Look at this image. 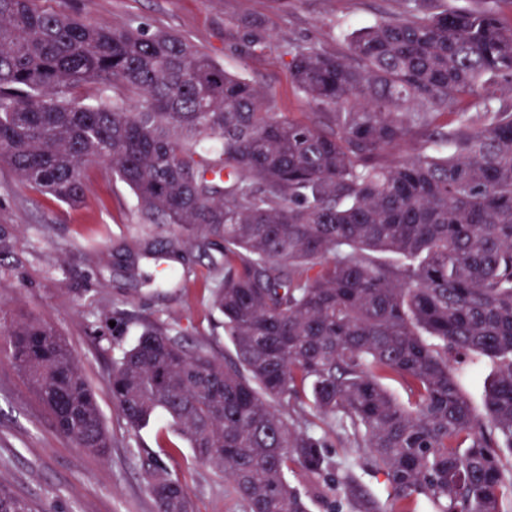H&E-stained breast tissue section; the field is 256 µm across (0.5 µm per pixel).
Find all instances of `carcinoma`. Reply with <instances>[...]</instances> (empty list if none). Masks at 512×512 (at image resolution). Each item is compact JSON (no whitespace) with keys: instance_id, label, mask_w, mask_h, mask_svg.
Returning a JSON list of instances; mask_svg holds the SVG:
<instances>
[{"instance_id":"obj_1","label":"carcinoma","mask_w":512,"mask_h":512,"mask_svg":"<svg viewBox=\"0 0 512 512\" xmlns=\"http://www.w3.org/2000/svg\"><path fill=\"white\" fill-rule=\"evenodd\" d=\"M430 2L406 0L343 53L289 48L315 108L296 122L183 37L0 0V162L69 206L103 162L144 222L174 231L169 248L224 242L211 296L234 359L158 320L128 348L107 320L98 335L129 429L164 415L224 471L239 512H309V496L329 512H501L512 498V111L491 91L512 85V20ZM412 135L418 153L397 154ZM1 337L59 433L108 456L98 394L61 335L28 316ZM454 354L495 365L482 414ZM329 431L355 449L338 485ZM361 464L387 476L390 508L357 483ZM143 468L158 512H194L158 457ZM0 512L32 508L0 482Z\"/></svg>"}]
</instances>
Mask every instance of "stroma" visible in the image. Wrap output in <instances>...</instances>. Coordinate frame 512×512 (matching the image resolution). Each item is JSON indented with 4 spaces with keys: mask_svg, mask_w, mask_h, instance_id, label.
Segmentation results:
<instances>
[{
    "mask_svg": "<svg viewBox=\"0 0 512 512\" xmlns=\"http://www.w3.org/2000/svg\"><path fill=\"white\" fill-rule=\"evenodd\" d=\"M71 7L103 29L178 34L260 87L276 116L303 121L311 107L291 80L288 45L344 51L354 31L403 12L404 0H71ZM86 182L85 200L73 208L0 164V239L11 249L0 262V319L37 316L66 339L98 392L112 450L98 458L73 446L0 355V480L34 512H157L140 468L150 451L181 480L196 512H238L223 471L197 463L164 421L128 430L105 387L112 345L94 336L107 314L123 322L126 345L142 319H158L181 331L187 346L207 343L233 356L210 301L224 250L207 244L164 254L171 228L144 223L132 191L107 165L91 164ZM172 268L181 281L158 287L160 271Z\"/></svg>",
    "mask_w": 512,
    "mask_h": 512,
    "instance_id": "1",
    "label": "stroma"
}]
</instances>
